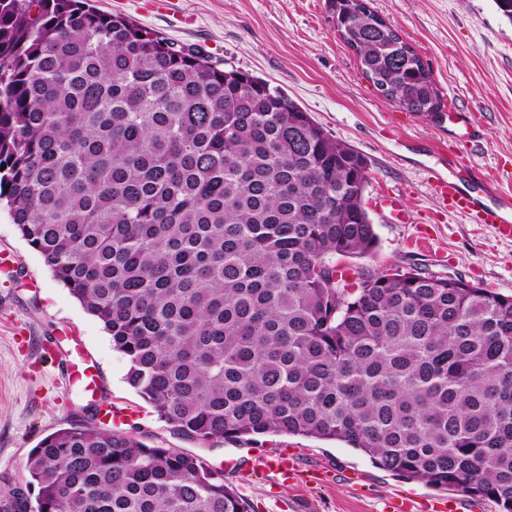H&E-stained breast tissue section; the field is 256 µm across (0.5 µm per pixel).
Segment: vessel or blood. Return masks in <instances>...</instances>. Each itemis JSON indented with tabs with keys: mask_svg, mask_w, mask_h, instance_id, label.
Listing matches in <instances>:
<instances>
[{
	"mask_svg": "<svg viewBox=\"0 0 512 512\" xmlns=\"http://www.w3.org/2000/svg\"><path fill=\"white\" fill-rule=\"evenodd\" d=\"M448 174H434L431 189L434 198L444 209L464 215L471 223L492 228L502 239L512 240V194L492 195L484 182L475 180L468 164L458 159L441 157ZM65 378L82 383L85 390L97 392L98 376L91 367L76 361L67 364Z\"/></svg>",
	"mask_w": 512,
	"mask_h": 512,
	"instance_id": "obj_1",
	"label": "vessel or blood"
}]
</instances>
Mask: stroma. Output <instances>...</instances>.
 <instances>
[{
	"mask_svg": "<svg viewBox=\"0 0 512 512\" xmlns=\"http://www.w3.org/2000/svg\"><path fill=\"white\" fill-rule=\"evenodd\" d=\"M367 3L428 66L443 113L407 112L378 94L336 28L332 0H90L221 68L268 81L358 151L369 167L365 200L378 237L373 253L356 261L365 272L414 267L512 295V241L443 210L430 192L441 147L486 181L512 172V23L493 0ZM452 112L472 113V131L449 135ZM1 251L13 263L0 268V498L28 481L27 461L42 438L94 424L91 406L102 398L139 412L138 441L195 454L222 471L255 512H385L397 494L451 501L458 512H499L491 500L395 476L340 441L268 434L204 444L178 434L128 384L127 357L21 237L3 204ZM49 354L62 365L84 357L101 376L98 394L55 377L44 363ZM283 448L296 449L300 469L323 474V482L276 481L248 467L252 456Z\"/></svg>",
	"mask_w": 512,
	"mask_h": 512,
	"instance_id": "1",
	"label": "stroma"
}]
</instances>
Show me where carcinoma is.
<instances>
[{
  "label": "carcinoma",
  "instance_id": "carcinoma-1",
  "mask_svg": "<svg viewBox=\"0 0 512 512\" xmlns=\"http://www.w3.org/2000/svg\"><path fill=\"white\" fill-rule=\"evenodd\" d=\"M336 26L384 98L437 114L372 10ZM362 156L269 83L83 0H0V200L100 320L127 382L200 442L339 440L512 512V295L366 273ZM0 512H250L196 455L44 437Z\"/></svg>",
  "mask_w": 512,
  "mask_h": 512
}]
</instances>
